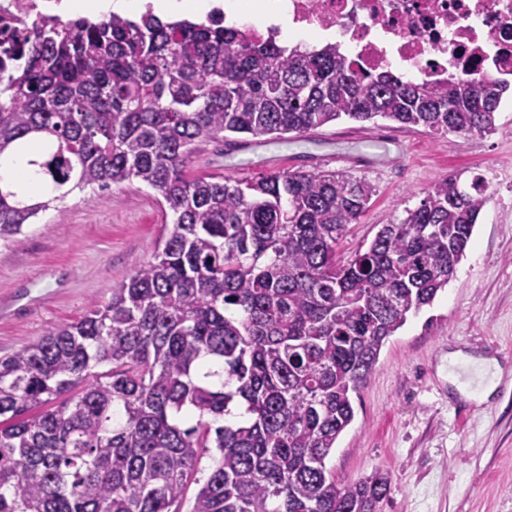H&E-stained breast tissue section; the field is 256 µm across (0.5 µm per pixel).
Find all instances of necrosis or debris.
<instances>
[{"label":"necrosis or debris","mask_w":512,"mask_h":512,"mask_svg":"<svg viewBox=\"0 0 512 512\" xmlns=\"http://www.w3.org/2000/svg\"><path fill=\"white\" fill-rule=\"evenodd\" d=\"M49 0H0V49L19 37L16 19L52 18ZM284 26L246 27L264 38L285 32L335 35L367 70L397 67L403 76L465 79L477 69L512 68V0H283Z\"/></svg>","instance_id":"1"}]
</instances>
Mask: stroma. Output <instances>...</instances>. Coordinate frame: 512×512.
<instances>
[{
	"mask_svg": "<svg viewBox=\"0 0 512 512\" xmlns=\"http://www.w3.org/2000/svg\"><path fill=\"white\" fill-rule=\"evenodd\" d=\"M191 167L237 179L282 170L365 179L376 193L341 239L344 257L418 206L440 178L486 179L490 199L453 280L382 348L326 464L342 484L388 473L379 512H512V210L500 203L512 189V99L503 98L485 136L340 120L301 135L203 141ZM171 229L165 204L132 179L74 192L26 225L19 243L1 241L0 357L80 319L90 301H108ZM452 354L498 362L502 380L486 401L464 386Z\"/></svg>",
	"mask_w": 512,
	"mask_h": 512,
	"instance_id": "obj_1",
	"label": "stroma"
}]
</instances>
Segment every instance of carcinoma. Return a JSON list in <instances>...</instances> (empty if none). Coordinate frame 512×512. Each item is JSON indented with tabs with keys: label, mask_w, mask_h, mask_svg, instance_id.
<instances>
[{
	"label": "carcinoma",
	"mask_w": 512,
	"mask_h": 512,
	"mask_svg": "<svg viewBox=\"0 0 512 512\" xmlns=\"http://www.w3.org/2000/svg\"><path fill=\"white\" fill-rule=\"evenodd\" d=\"M7 54L0 165L45 138L27 163L48 196L0 186V241L77 190L133 178L174 222L109 301L0 358V512H377L388 475L340 484L326 459L386 341L448 286L485 180L439 179L343 259L369 182L336 171L240 180L188 162L227 133L303 134L342 118L490 134L512 70L409 82L334 43L152 14L42 21Z\"/></svg>",
	"instance_id": "obj_1"
}]
</instances>
